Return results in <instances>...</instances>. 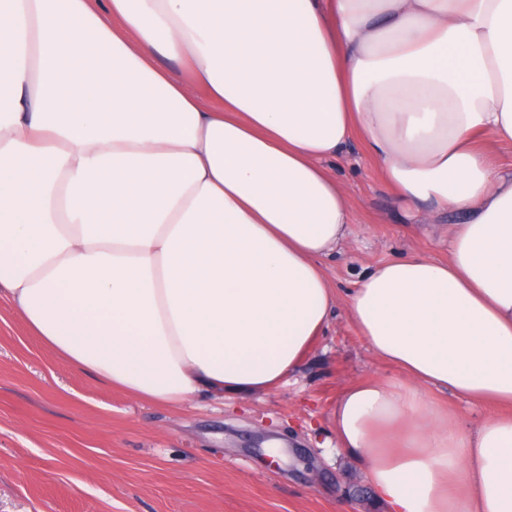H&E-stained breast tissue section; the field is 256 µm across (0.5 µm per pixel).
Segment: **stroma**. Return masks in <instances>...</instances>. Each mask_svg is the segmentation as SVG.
Segmentation results:
<instances>
[{"mask_svg":"<svg viewBox=\"0 0 512 512\" xmlns=\"http://www.w3.org/2000/svg\"><path fill=\"white\" fill-rule=\"evenodd\" d=\"M330 166L357 207L324 261L338 291L384 260L447 257L454 216L405 223L360 141ZM391 373L340 313L277 390L137 401L48 350L1 298L0 512H385L328 415L345 386Z\"/></svg>","mask_w":512,"mask_h":512,"instance_id":"1","label":"stroma"}]
</instances>
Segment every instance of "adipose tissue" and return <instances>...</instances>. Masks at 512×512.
<instances>
[{
    "mask_svg": "<svg viewBox=\"0 0 512 512\" xmlns=\"http://www.w3.org/2000/svg\"><path fill=\"white\" fill-rule=\"evenodd\" d=\"M182 63L176 76L165 61ZM361 139L447 258L338 292ZM512 0H0V296L96 381L263 394L344 305L394 376L336 399L387 512H512ZM499 406L467 428L435 394Z\"/></svg>",
    "mask_w": 512,
    "mask_h": 512,
    "instance_id": "obj_1",
    "label": "adipose tissue"
}]
</instances>
